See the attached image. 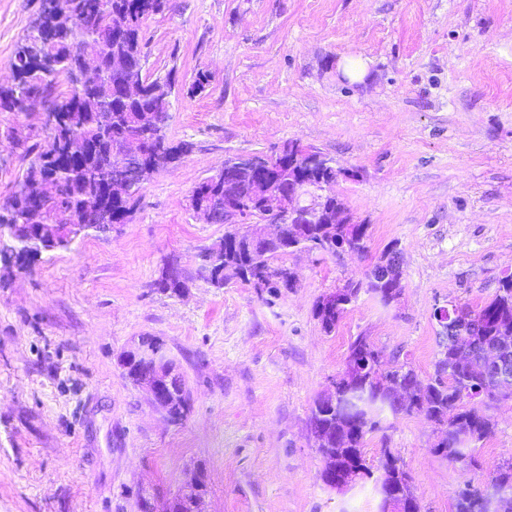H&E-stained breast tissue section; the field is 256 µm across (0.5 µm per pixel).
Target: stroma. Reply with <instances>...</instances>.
<instances>
[{"mask_svg":"<svg viewBox=\"0 0 512 512\" xmlns=\"http://www.w3.org/2000/svg\"><path fill=\"white\" fill-rule=\"evenodd\" d=\"M39 0H0V85ZM146 71L176 69L167 126L191 149L154 173L109 236L87 235L18 273L0 265V512H139L207 477L201 512H379L374 481L342 491L319 479L311 406L364 336L385 361L432 372L436 309H480L512 275V0H167L142 25ZM352 58L363 80L344 74ZM210 83L189 88L198 72ZM40 105L0 111V205L46 138ZM289 140L322 152L334 191L368 225L366 253L275 258L296 275L274 301L236 282L211 287L198 255L224 236L189 207L227 158L270 155ZM403 290L363 293L335 331L315 302L363 279L389 246ZM176 259L184 294L153 283ZM162 341L190 394L179 424L125 378L122 353ZM479 468L433 453L424 415L386 417L365 438L392 453L421 512H454L455 494L512 457V398Z\"/></svg>","mask_w":512,"mask_h":512,"instance_id":"1","label":"stroma"}]
</instances>
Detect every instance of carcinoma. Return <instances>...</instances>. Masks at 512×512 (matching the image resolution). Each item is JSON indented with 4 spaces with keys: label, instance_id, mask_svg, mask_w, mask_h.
I'll return each mask as SVG.
<instances>
[{
    "label": "carcinoma",
    "instance_id": "cac0c4a2",
    "mask_svg": "<svg viewBox=\"0 0 512 512\" xmlns=\"http://www.w3.org/2000/svg\"><path fill=\"white\" fill-rule=\"evenodd\" d=\"M45 2L40 0L36 16L15 49L14 83L0 89V110L25 112L28 99L39 93L53 104L44 119L45 144L19 186L27 188L36 170L46 176L42 210L16 209L12 201L18 197L14 195L0 206V225L47 224L69 210L82 209L93 192L98 218L124 224L131 206L129 200L114 199L108 193L112 183L109 146L124 142L135 122L143 139L144 164L166 168L189 149L184 142L170 140L166 127L152 122L157 112L170 111L153 95V88L160 80L175 86L176 69L162 78L146 76L144 92L136 98L122 97L110 74V63L117 55L124 57L129 67L145 70L142 22L162 12L166 0H58L55 7ZM78 45L100 58L104 72L101 81L79 92L72 86L81 65L75 51ZM61 79L69 84V90L56 95L53 87ZM299 166L317 180L331 179L333 163L317 151L300 152ZM341 236L349 250L364 253L369 225L307 224L304 212L299 211L294 223L284 228L281 245L250 240L227 229L212 248H224V284L240 281L276 298L289 288L291 271L285 266L272 267V259L295 250L334 256L336 238ZM394 286L369 270L365 279L349 280L331 292L332 300L319 298L314 317L331 333L361 292L385 304ZM458 312V334L441 327L439 357L433 372L426 375L407 362L385 366L381 351L365 336L349 345L337 391L340 398L332 405L319 397L311 408V421L321 432L318 451L336 456L339 477L350 482L371 478L373 466L363 454L364 438L379 429L386 413L425 415L438 429L435 454L452 463L477 465L476 444L491 434L493 422L472 402L484 401L495 388L486 352L505 345L512 354V335L503 336L500 331L503 325L512 327V277L501 280L498 294L479 310L460 307ZM379 464L385 474L378 487L382 498L397 501L405 512H419L410 476L397 466V459L387 452ZM502 493L512 495V458L503 461L486 481L459 490L455 512H496L494 502Z\"/></svg>",
    "mask_w": 512,
    "mask_h": 512
}]
</instances>
